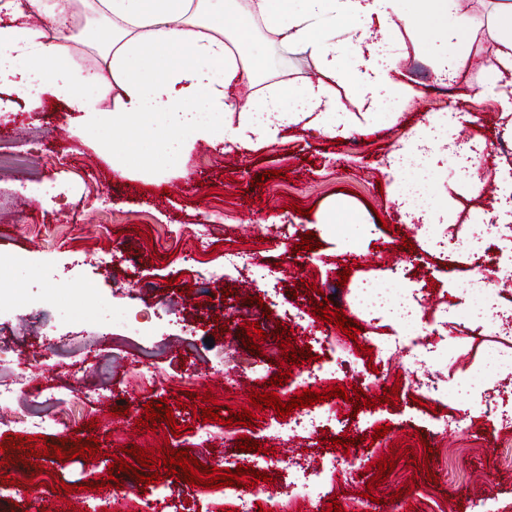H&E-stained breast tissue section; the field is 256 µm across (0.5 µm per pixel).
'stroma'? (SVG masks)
Returning <instances> with one entry per match:
<instances>
[{"instance_id":"stroma-1","label":"stroma","mask_w":512,"mask_h":512,"mask_svg":"<svg viewBox=\"0 0 512 512\" xmlns=\"http://www.w3.org/2000/svg\"><path fill=\"white\" fill-rule=\"evenodd\" d=\"M496 4L478 0L472 9L470 56L448 86L435 82L441 42L404 38L394 77L410 94L399 111L385 100L363 98L352 72L329 81L337 106L357 123L356 131L340 140L299 126L284 141L251 149L197 142L176 163L139 143L126 167L117 170L103 147L106 131L74 135L77 115L64 102L48 94L41 109L31 112L16 93L0 92L8 104L0 112V153L13 156L11 164L0 166V281L7 285L0 296V382L19 389L15 400L0 403V442L32 436V429L16 425L17 416H50L62 408L32 397L28 388L40 380L61 385L67 400L62 409L70 417L68 428L46 432L47 445L64 446L70 453L76 442L92 437L104 453L90 463L82 457L46 456L37 465L23 458L29 445L11 450L8 463L0 466V512H28L25 486L3 482L4 476L22 473L35 474L41 500L55 512L67 502L80 512H106L112 496L101 481L111 457L125 446L153 451L166 443L215 466L236 463L272 474V482L258 488L265 494V512H276L281 484L299 474L302 465L344 455L333 438L371 437L385 424L390 431L367 449L364 467L337 469L324 495L306 501L300 512H327L334 501L343 512H475L476 501L487 495L502 512H512V430H499L496 416L485 407L512 377L494 368L485 374L478 370L490 348L512 351V342L495 336L490 321L467 316L468 300L459 293L466 285V257L428 248L421 220L402 219L394 201L397 189L383 173L401 140L452 100L468 102L472 118L457 131V139L486 138L484 168L512 171V155L503 152L499 133L507 118L498 103L478 95L498 48L488 33ZM245 49L264 59L263 75L249 85L251 94L283 79L297 86L322 78L317 57L282 53L262 26H254ZM424 178L423 212L448 211L447 225H436L435 233L456 238L475 234L485 224L497 182L472 193L454 168L442 163ZM333 207L349 219L347 231L327 223ZM282 224L289 225L288 234H280ZM307 233L319 249H297ZM407 241L412 244L408 250L403 247ZM203 243L213 246V253L200 267H188L185 252ZM228 247L253 252L267 280L257 286L247 275L225 269ZM395 263L416 268L404 287L419 289L425 299L450 309L445 320L424 322L432 351L410 365L394 353L373 357L363 351L365 342L391 343L406 330L387 313L351 304L362 283L383 284ZM346 267L351 274L342 286L338 273ZM226 287L233 291L227 298L222 295ZM317 289L328 296L331 309L356 323L357 338L311 315ZM219 297L223 305L194 313L195 304ZM114 300L129 319L149 326L150 334L131 335L112 321L102 307ZM294 307L307 310L305 321L290 323L287 311ZM227 314L233 323L220 328L218 320ZM248 321L267 334L257 355L243 345ZM279 324L292 327L291 343L299 349L315 345L325 333L340 338L343 369L328 379V386L357 387L371 398L396 386L398 404L357 411L340 398L336 421L296 436L270 435L267 423L277 417L271 408L259 411L252 426L222 425L230 411L249 407L251 389H262L283 372L282 352L272 338ZM44 349L52 354L51 366L19 368L18 357ZM219 360L224 370L217 373L212 364ZM136 364L155 370L151 388L134 383ZM431 375L449 383L468 380L470 398L417 406L410 382ZM119 390L126 391L125 400L108 404V396ZM207 391L218 400L220 421L203 422L187 405L190 395ZM86 393L102 394L104 400L83 403ZM164 398L175 405L180 434H171L166 425L139 432L135 422L144 417L145 404ZM439 416L461 419L462 425L452 436H438L433 423ZM93 418L97 427L87 428ZM202 425L210 431L205 440L197 433ZM244 436L261 442L262 452L238 450ZM393 448L400 451L394 471L379 487L368 488L378 460ZM429 449L434 456L427 470L415 471L409 455L421 457ZM39 465L44 468L40 474L35 471ZM431 470L437 482L428 481ZM53 476L75 486V493L52 492L48 481ZM90 482L98 484V491H87ZM407 484L412 492L392 500V492Z\"/></svg>"}]
</instances>
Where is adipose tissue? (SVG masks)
<instances>
[{
    "label": "adipose tissue",
    "instance_id": "ef3b65f1",
    "mask_svg": "<svg viewBox=\"0 0 512 512\" xmlns=\"http://www.w3.org/2000/svg\"><path fill=\"white\" fill-rule=\"evenodd\" d=\"M27 2L43 25L22 21L14 0H0V13L8 17L0 25V86L10 87L31 110L41 107L44 94H52L83 113V128L131 130L172 158L181 157L191 140L245 148L272 144L304 121L332 138L349 134L353 117L337 108L325 78L348 63L363 95L401 101L407 88L392 77L395 46L402 34L416 33L420 18L429 19L437 39L456 46L441 58L439 76L454 75L469 53L462 36L471 21L457 14V0H415L411 6L404 0H84L107 32L97 45L116 88L107 109L96 96L79 92L98 83V74L79 72L66 62L64 33L47 35L64 13L63 0ZM452 13L457 21L450 26L446 19ZM257 22L278 35L281 45L316 55L323 81L297 87L276 82L251 105L237 107L229 88L261 70L240 48ZM494 25L499 67L480 93L512 115V97L500 89L502 68L512 69V0L500 5ZM465 119L459 112L434 113L392 154L387 176L401 181L406 157L428 168L441 155L460 165L456 145H444L441 136Z\"/></svg>",
    "mask_w": 512,
    "mask_h": 512
}]
</instances>
